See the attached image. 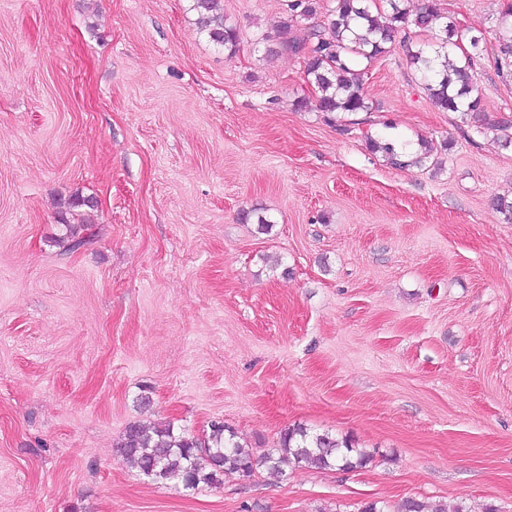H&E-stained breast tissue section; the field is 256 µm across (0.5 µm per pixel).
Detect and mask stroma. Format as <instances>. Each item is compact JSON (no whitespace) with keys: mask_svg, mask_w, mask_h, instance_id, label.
<instances>
[{"mask_svg":"<svg viewBox=\"0 0 512 512\" xmlns=\"http://www.w3.org/2000/svg\"><path fill=\"white\" fill-rule=\"evenodd\" d=\"M223 3L232 56L190 0H0V512H512V0H438L485 37L482 129L399 41L371 111L320 112L289 0ZM64 214L91 246L61 252ZM215 420L258 456L303 427L369 460L186 489L117 453L130 423ZM370 146L373 151L381 152L391 165L401 168L411 165H421L424 159L429 157L426 155L430 152V150H428L423 154L406 161L403 159L405 157V152L403 150H406V144L398 145L391 140H371Z\"/></svg>","mask_w":512,"mask_h":512,"instance_id":"obj_1","label":"stroma"}]
</instances>
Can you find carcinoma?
<instances>
[{
    "label": "carcinoma",
    "instance_id": "1",
    "mask_svg": "<svg viewBox=\"0 0 512 512\" xmlns=\"http://www.w3.org/2000/svg\"><path fill=\"white\" fill-rule=\"evenodd\" d=\"M401 2L336 0L335 7L321 18L318 0H294L290 4L288 18L279 25L280 45L303 59L307 81L317 93L319 111L333 114L371 110L357 64H372L387 53V44L395 34L406 31L411 24L425 30L439 15L436 0H423L413 18ZM192 10L198 15V32L228 54H234L239 36L236 28L224 22L222 0H192ZM297 20L307 24L306 35L300 40L290 37L292 23ZM498 29L504 51L512 54V4L502 11ZM438 40L434 49L424 44L418 46L409 55L410 63L421 74L424 90L437 109L458 113L464 122L470 119L477 122L480 98L474 95L473 64L486 51L484 38L466 36L449 23ZM370 146L390 164L401 168L420 165L426 159L423 153L404 160L406 145L391 140H373ZM64 227L65 234L56 240L64 252L73 253L93 244V224L66 223ZM118 452L140 471H151L156 479L181 483L187 489L201 483L218 485L226 474L248 475L261 467L273 474L302 464L318 469L349 470L369 460L363 451L346 441L302 428L286 431L277 453L257 457L235 432L216 422L201 439L175 431L170 422L152 427L134 422L126 427ZM397 512H448V508L440 501L427 506L416 499H405Z\"/></svg>",
    "mask_w": 512,
    "mask_h": 512
}]
</instances>
